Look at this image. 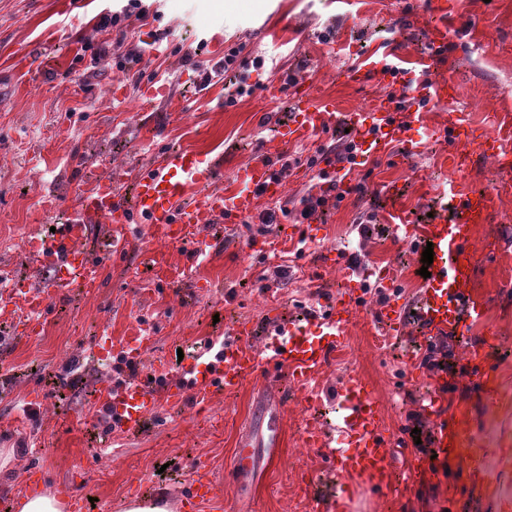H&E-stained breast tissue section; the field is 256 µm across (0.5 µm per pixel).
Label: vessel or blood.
Here are the masks:
<instances>
[{"label": "vessel or blood", "mask_w": 512, "mask_h": 512, "mask_svg": "<svg viewBox=\"0 0 512 512\" xmlns=\"http://www.w3.org/2000/svg\"><path fill=\"white\" fill-rule=\"evenodd\" d=\"M397 61L385 53L352 72L360 83L386 79V70ZM416 98L449 106L447 123L438 127L436 136L448 139V164L463 174L476 164L488 161L503 173L512 171V118L497 119L495 132L475 127L462 114L453 111L457 87L448 80H435L419 87ZM292 114L277 125L272 141L263 144L257 160L238 170L239 190L218 189L220 169L201 155L187 150H169L159 162L135 178L134 200L126 202L114 191L112 176H94L91 188L81 196L66 224L54 236L34 238L29 252L43 267L52 269L58 283L80 278L94 286L98 268L82 247L90 225L128 224L140 219L149 235L168 243H195L198 255H205L208 244L198 236L201 225L216 218H237L252 213L258 197L279 191L274 176V160L293 143L321 136L336 128V101L311 98L307 90L291 94ZM422 115L416 110L395 112L394 105L382 98L362 111L346 116L350 134L364 140L366 146L389 141L401 142L405 150L418 154L424 144L416 135ZM201 188L192 202L183 197L190 185ZM498 192L450 190L448 208L425 224L408 223L401 212H393L391 221L397 240L415 250L432 249L431 275L423 279L411 307L398 301L377 306L374 318L386 335L399 334L406 320H413L422 341L452 335L465 338L468 325L480 318L490 303L489 293L474 286L476 268L483 251L474 238L477 225L488 223L498 209ZM49 289L27 285L0 291V316L23 310L21 324L34 333L42 324L49 303ZM359 304L354 291L328 293L321 309L308 316L306 325L280 322L277 334L258 348L244 344L251 329L246 324L233 328L220 351L202 349L180 366L188 388L169 385L158 389L149 376L129 379L122 384L104 383L97 391V403L111 407L114 424L126 433L139 432L159 401L182 404L192 395L196 404L205 405L219 393L237 390L260 369L284 366L293 382L302 389L327 365L341 345L347 327L355 318ZM340 414L331 432H311L307 444L323 449L332 472L372 489L392 487L399 479L394 466L395 441L382 428L378 399L364 379L349 377L339 392ZM434 430L441 455L461 454L462 443L456 421L436 418ZM462 455V454H461ZM222 498L219 482L197 466L186 495L191 512H206Z\"/></svg>", "instance_id": "vessel-or-blood-1"}]
</instances>
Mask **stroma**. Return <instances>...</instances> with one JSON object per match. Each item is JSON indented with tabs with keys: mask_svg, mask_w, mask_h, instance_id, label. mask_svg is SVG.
<instances>
[{
	"mask_svg": "<svg viewBox=\"0 0 512 512\" xmlns=\"http://www.w3.org/2000/svg\"><path fill=\"white\" fill-rule=\"evenodd\" d=\"M431 0H144L146 20H129L127 41L139 46V59L117 68L111 57L91 61L82 46L112 42L96 16L120 0H0V287L14 281L49 286L53 272L41 268L23 245L45 236L87 191L84 169L100 173L114 167L137 173L170 148L194 150L219 164L221 186L237 189L236 171L254 161L273 121L286 119L294 84L313 80L335 97L340 112L365 108L386 96L389 84L359 85L349 77L383 46L393 47L403 65L415 69L429 60L430 78L453 80L458 104L471 122L486 126L491 112L512 114V0H447L446 21L452 48L446 61L434 60L428 30L436 14ZM403 29H396L398 20ZM163 40H155L159 31ZM237 49L231 71L208 89L199 85L198 66H210ZM154 74L163 96L145 101L140 75ZM246 78L252 95L226 105L230 82ZM124 97L115 100L114 89ZM330 137L289 146L284 158H300L281 177V193L263 196L259 209L299 200L316 183L307 160ZM444 142H431L419 156L388 146L377 153L372 175L363 168L365 194L329 201L316 236L296 256L293 219L284 218L271 236L258 233L254 215L202 225L213 240L209 256L195 258L190 246L150 239L142 224L118 228L93 225L83 248L101 271L89 291L73 284L55 293L38 334H17L0 319V448L11 452L0 472V512H19L27 492L23 475L39 466L44 489L58 499L69 492L110 502L126 512L138 491L164 498L178 512L196 464L204 462L224 487L221 512H322L333 495L345 512H512V197L482 225L477 243L485 256L475 282L491 303L474 323L469 341L485 330L499 343L488 361L490 382L481 388L470 374L464 347L454 350L455 392L443 394L448 415H460L465 445L482 459L478 472L449 459L437 479L373 491L327 470L318 449L305 444L306 428L325 427L324 413L309 411L305 394L291 390L287 369L274 378L247 381L234 393L216 395L208 407L185 402L174 409L160 402L136 434L108 430L94 402L96 390L112 380L116 354L100 355L105 337L128 340L146 331L150 354L141 371L176 369L177 353L191 354L213 336L227 335L237 323L253 329L246 344L258 347L274 336L279 318H295L315 308L318 292L340 287L360 214L373 215L363 240L364 273L354 281L376 283L390 270L394 285L411 302L420 282L419 255L394 243L386 222L390 210L414 220L441 202L451 181L487 189L498 177L488 162L455 176ZM53 196L56 207L42 202ZM123 238L122 251H104L109 235ZM333 251L336 268L317 267L322 251ZM290 268L287 280L272 276ZM271 277L260 290L258 276ZM375 302L365 294L335 359L316 376L313 390L324 405L335 404L343 381L365 376L381 399L384 427L402 444L399 466L408 471L420 453L410 427L433 430V416L421 399L428 390L410 358L416 338L387 340L373 318ZM80 378L63 384L70 360ZM33 407L36 418L24 417ZM253 448L256 463L248 481L236 468L240 445Z\"/></svg>",
	"mask_w": 512,
	"mask_h": 512,
	"instance_id": "35a3bbf8",
	"label": "stroma"
}]
</instances>
